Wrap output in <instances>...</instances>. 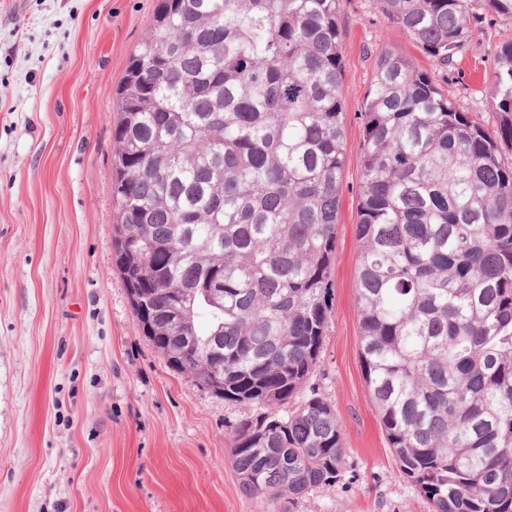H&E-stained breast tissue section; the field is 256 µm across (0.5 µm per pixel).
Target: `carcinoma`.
<instances>
[{"mask_svg": "<svg viewBox=\"0 0 512 512\" xmlns=\"http://www.w3.org/2000/svg\"><path fill=\"white\" fill-rule=\"evenodd\" d=\"M432 61L473 36L474 3L374 0ZM340 0H160L115 91L114 263L158 306L145 334L174 369L269 413L234 427L251 497L335 485L345 434L312 393L331 309L345 161ZM497 124L462 112L390 50L364 112L357 313L389 448L430 512H512V42Z\"/></svg>", "mask_w": 512, "mask_h": 512, "instance_id": "carcinoma-1", "label": "carcinoma"}]
</instances>
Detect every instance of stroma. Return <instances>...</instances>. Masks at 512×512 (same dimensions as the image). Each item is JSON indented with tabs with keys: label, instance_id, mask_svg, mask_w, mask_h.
Here are the masks:
<instances>
[{
	"label": "stroma",
	"instance_id": "stroma-1",
	"mask_svg": "<svg viewBox=\"0 0 512 512\" xmlns=\"http://www.w3.org/2000/svg\"><path fill=\"white\" fill-rule=\"evenodd\" d=\"M157 4L0 0V512L279 510L239 486L230 448L246 408L168 364L140 332L112 260V97ZM339 21L346 161L332 306L306 388L343 423L346 466L292 512H430L362 375L361 112L390 49L494 128L490 70L512 24L482 15L442 69L374 0H342Z\"/></svg>",
	"mask_w": 512,
	"mask_h": 512
}]
</instances>
